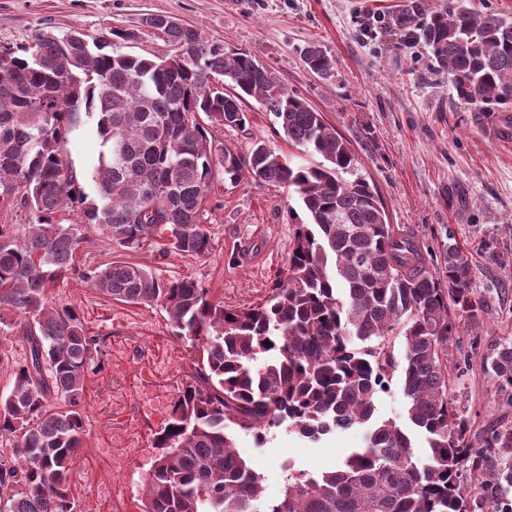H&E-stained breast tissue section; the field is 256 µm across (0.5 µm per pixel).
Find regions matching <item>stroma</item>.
Instances as JSON below:
<instances>
[{
    "mask_svg": "<svg viewBox=\"0 0 512 512\" xmlns=\"http://www.w3.org/2000/svg\"><path fill=\"white\" fill-rule=\"evenodd\" d=\"M448 0H0V49L33 44L39 32L77 29L99 36L125 29L121 52L161 56L170 46L146 25L153 14L194 25L206 40L251 55L305 99L352 145L357 174L373 184L390 223L413 228L432 252L447 235L472 254L476 317L460 318L448 350V378L456 406L472 435L498 422L512 424V396L497 391L483 370L485 358L512 339V144L489 138L470 118L430 49L399 24L415 23L446 8ZM335 62L329 78L301 60L308 44ZM241 128H211L216 142L249 155L262 140L280 160L298 150L280 135L272 115L247 98ZM77 174L98 161L100 139L91 118L80 116L65 146ZM211 252L196 258L164 253L165 238L149 237L126 249L100 231L75 256L79 268L127 262L161 281L190 278L228 308L261 303L282 279L297 223L305 214L286 188L258 181L219 183L208 198ZM48 294L75 307L88 334L101 341L100 371L87 379L81 411L86 435L69 473L75 512H142V492L158 453L153 441L167 425L172 397L195 371L197 350L171 339L167 315L157 306L111 300L78 279ZM26 357L22 335L0 329V396L13 385V369ZM363 441L352 428L325 436L317 447L279 427L263 447L237 432L240 454L264 477V496L277 499L289 470L311 475L335 469ZM132 456V470L112 473L113 444Z\"/></svg>",
    "mask_w": 512,
    "mask_h": 512,
    "instance_id": "stroma-1",
    "label": "stroma"
}]
</instances>
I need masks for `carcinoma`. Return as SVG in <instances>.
Here are the masks:
<instances>
[{
    "mask_svg": "<svg viewBox=\"0 0 512 512\" xmlns=\"http://www.w3.org/2000/svg\"><path fill=\"white\" fill-rule=\"evenodd\" d=\"M146 24L172 53H121L114 46L130 34L118 27L91 40L79 30L46 32L31 47L0 49V202L25 210L23 234L0 224V325L21 328L29 352L0 397V435L18 448L17 461L0 460V509L74 512L67 481L99 348L79 313L53 303L48 290L75 276L113 300L164 308L172 335L199 345L197 375L154 439L145 512H512V424L472 438L448 384L455 312L473 318L480 309L471 253L449 241L441 265L430 264L428 246L412 228L389 223L370 183L345 178L357 166L350 142L251 55L165 15ZM416 36L472 111L512 112V17L448 0ZM301 58L311 72L332 75L334 61L319 45ZM248 97L322 161L282 162L261 140L246 157L215 144L208 127H243ZM82 112L102 145L83 181L63 150ZM246 175L287 187L306 215L283 283L262 303L226 308L195 280L161 282L130 263L75 266L88 241L80 225L125 248L169 226V250L207 256V197L218 181L237 185ZM64 211L78 222L63 223ZM43 362L51 365L44 374ZM486 369L499 391L512 392V341ZM397 371L401 425L376 417ZM283 425L311 443L362 426L364 444L319 478L289 473L282 496L266 503L263 477L236 449L235 430L260 448ZM414 429L425 435L422 459ZM475 481L480 491L466 493Z\"/></svg>",
    "mask_w": 512,
    "mask_h": 512,
    "instance_id": "1",
    "label": "carcinoma"
}]
</instances>
